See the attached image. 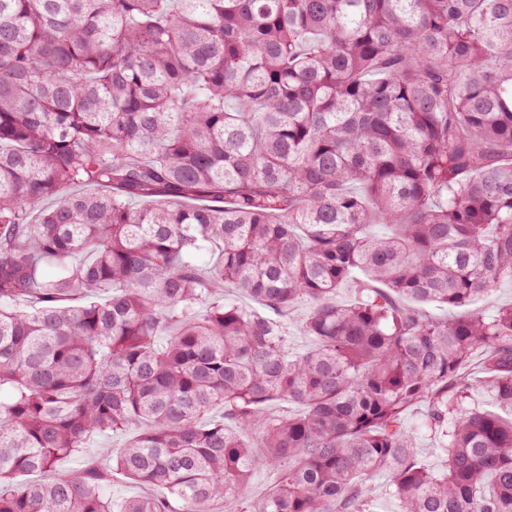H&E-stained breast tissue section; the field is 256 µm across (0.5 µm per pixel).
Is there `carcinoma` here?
I'll return each mask as SVG.
<instances>
[{
    "instance_id": "1",
    "label": "carcinoma",
    "mask_w": 512,
    "mask_h": 512,
    "mask_svg": "<svg viewBox=\"0 0 512 512\" xmlns=\"http://www.w3.org/2000/svg\"><path fill=\"white\" fill-rule=\"evenodd\" d=\"M504 281L512 0H0V512H512ZM512 303V284L503 282L491 292L477 299L470 308L485 311L487 314L494 313L497 309L508 306ZM305 313L306 307L304 305H299L290 316L287 314L282 318L288 327V333L291 336L294 351L306 350L312 344L311 338L305 335L302 328V319L304 318ZM424 412L423 406L412 407L405 416V427L414 436L419 460L434 471L441 470L445 462L440 450L442 439L421 427ZM127 434H113L99 438L81 459H65L60 462L62 471L81 468L88 462L108 463L127 440ZM370 493L375 500L377 512H397L398 501L389 492V480L384 474H376L369 481Z\"/></svg>"
}]
</instances>
